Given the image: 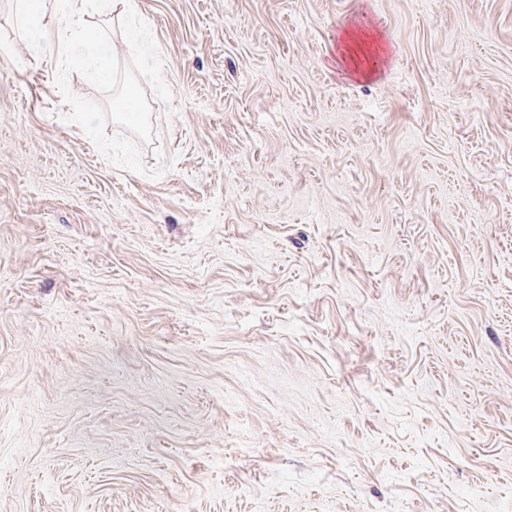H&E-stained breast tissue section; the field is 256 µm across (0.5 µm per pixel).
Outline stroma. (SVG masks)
<instances>
[{"label":"stroma","instance_id":"stroma-1","mask_svg":"<svg viewBox=\"0 0 512 512\" xmlns=\"http://www.w3.org/2000/svg\"><path fill=\"white\" fill-rule=\"evenodd\" d=\"M12 2L0 512H512V0H136L157 179Z\"/></svg>","mask_w":512,"mask_h":512}]
</instances>
